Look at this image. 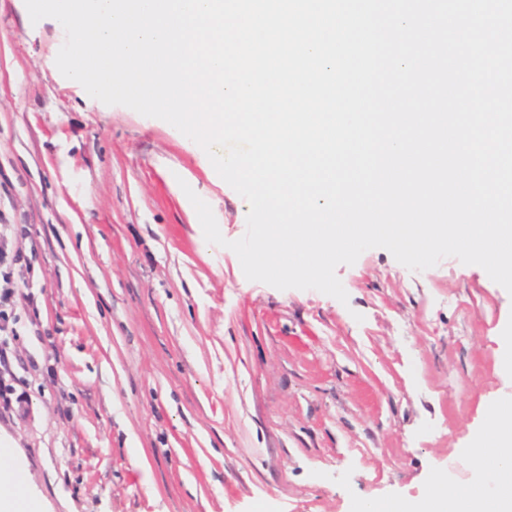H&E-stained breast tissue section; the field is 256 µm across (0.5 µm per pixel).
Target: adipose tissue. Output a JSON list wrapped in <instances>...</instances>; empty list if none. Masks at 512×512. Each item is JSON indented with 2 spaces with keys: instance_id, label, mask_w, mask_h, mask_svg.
<instances>
[{
  "instance_id": "1",
  "label": "adipose tissue",
  "mask_w": 512,
  "mask_h": 512,
  "mask_svg": "<svg viewBox=\"0 0 512 512\" xmlns=\"http://www.w3.org/2000/svg\"><path fill=\"white\" fill-rule=\"evenodd\" d=\"M491 441L477 440L471 450L476 461L492 460L496 477L504 492L493 499L461 492H450L440 487H432L429 497L422 506L401 504V512H512V421L492 418L489 423Z\"/></svg>"
}]
</instances>
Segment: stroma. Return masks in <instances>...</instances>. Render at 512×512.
<instances>
[{
    "instance_id": "1",
    "label": "stroma",
    "mask_w": 512,
    "mask_h": 512,
    "mask_svg": "<svg viewBox=\"0 0 512 512\" xmlns=\"http://www.w3.org/2000/svg\"><path fill=\"white\" fill-rule=\"evenodd\" d=\"M52 19L0 0V224L31 260L16 303L26 416L0 417L41 512H352L433 483L486 494L465 454L512 414V294L453 257L372 248L349 301L248 280V202L171 124L88 108ZM211 207L226 246L190 221ZM37 313H30V304Z\"/></svg>"
}]
</instances>
